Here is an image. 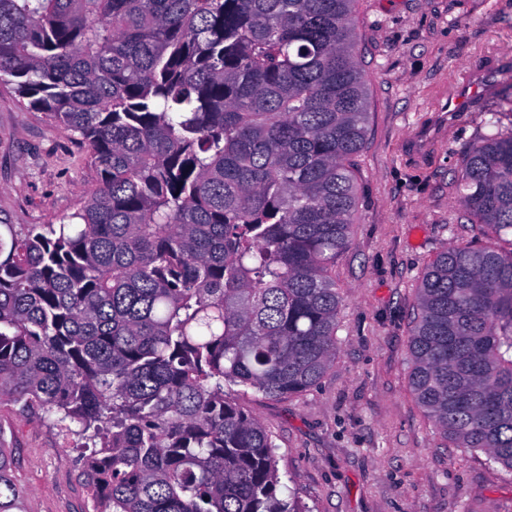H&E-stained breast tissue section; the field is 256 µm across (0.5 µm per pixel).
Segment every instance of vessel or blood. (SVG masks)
Here are the masks:
<instances>
[{"label":"vessel or blood","instance_id":"1","mask_svg":"<svg viewBox=\"0 0 512 512\" xmlns=\"http://www.w3.org/2000/svg\"><path fill=\"white\" fill-rule=\"evenodd\" d=\"M488 80L486 72H473L467 82L444 95L437 105L439 115L436 120L419 127L407 142L408 153L418 161L427 160L445 129L447 113L460 112L470 107L475 100L485 94Z\"/></svg>","mask_w":512,"mask_h":512}]
</instances>
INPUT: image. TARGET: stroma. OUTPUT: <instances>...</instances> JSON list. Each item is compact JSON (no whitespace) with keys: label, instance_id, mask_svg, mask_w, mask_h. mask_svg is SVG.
Masks as SVG:
<instances>
[{"label":"stroma","instance_id":"stroma-1","mask_svg":"<svg viewBox=\"0 0 512 512\" xmlns=\"http://www.w3.org/2000/svg\"><path fill=\"white\" fill-rule=\"evenodd\" d=\"M356 33L370 116L353 159L358 219L335 268L336 360L301 393L230 396L272 434L280 496L296 494L309 512H512V475L454 447L418 403L408 349L427 265L450 246L495 241L464 223L456 183L490 113L512 128V0H359ZM502 56L495 86L449 116L434 153L416 162L406 139L440 92ZM86 156L0 80V220L56 224L76 211L96 186ZM0 440L17 452L27 512H91L74 436L2 400Z\"/></svg>","mask_w":512,"mask_h":512}]
</instances>
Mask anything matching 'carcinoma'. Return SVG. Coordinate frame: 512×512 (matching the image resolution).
<instances>
[{"label":"carcinoma","mask_w":512,"mask_h":512,"mask_svg":"<svg viewBox=\"0 0 512 512\" xmlns=\"http://www.w3.org/2000/svg\"><path fill=\"white\" fill-rule=\"evenodd\" d=\"M357 0H0V77L78 134L97 186L0 224V396L76 437L93 512H305L225 391L303 392L336 360L369 91ZM466 156L468 224L512 232V130ZM410 387L512 474V246L417 288ZM0 443V512H26Z\"/></svg>","instance_id":"obj_1"}]
</instances>
